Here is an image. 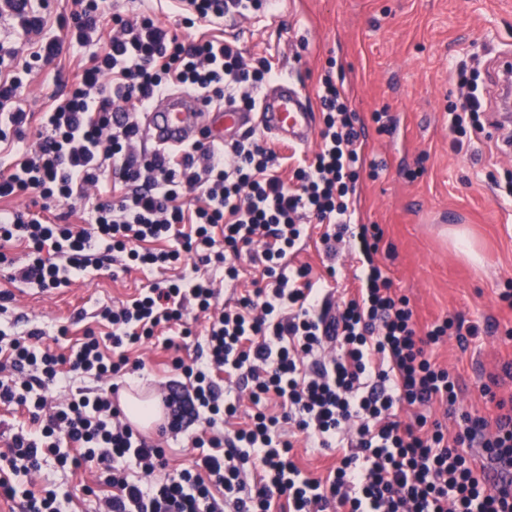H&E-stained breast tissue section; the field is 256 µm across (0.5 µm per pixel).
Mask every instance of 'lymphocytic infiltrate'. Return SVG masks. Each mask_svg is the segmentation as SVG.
Segmentation results:
<instances>
[{"label": "lymphocytic infiltrate", "instance_id": "obj_1", "mask_svg": "<svg viewBox=\"0 0 512 512\" xmlns=\"http://www.w3.org/2000/svg\"><path fill=\"white\" fill-rule=\"evenodd\" d=\"M4 2L25 45L0 48V199L42 201L37 212L0 211V240L28 250L11 280L50 292L116 253L150 269L194 258L223 268L228 281L238 279L246 255L262 272L231 306L183 277L100 308L110 356L91 330L65 353L40 346V330L13 338L0 331V356L13 369L0 376V404L20 407L31 422L0 453V496L22 512H63L57 492L36 485L51 456L64 468L104 473L112 492L99 512H224L229 502L235 512H271L281 498L288 512H512V408L491 422L459 412L457 379L432 357L445 337L463 345L477 327L446 318L419 331L408 298L376 259L378 225L355 222L363 142L342 78L329 71L319 84L320 147L292 183L275 171L277 153L251 134L145 153L139 116L158 98L191 90L206 103L250 111L274 78L269 61L248 65L236 42L188 39L152 10L125 14L110 0H74L67 17L50 16L47 0ZM67 44L90 48L88 61L42 112L36 147H20L29 115L19 93ZM107 179L112 188L88 227L49 218L51 202L84 199ZM195 192L202 204L187 207ZM312 222L325 227L327 257L348 235L362 263L353 293L335 308L310 266L288 264ZM171 239L179 248H165ZM190 308L208 317L204 341L192 362L173 361L187 381L169 387L170 422L138 434L114 400L129 373L125 350L180 325ZM72 373L95 387L49 405L47 391ZM237 373L257 411L227 436L217 425L240 404L219 378ZM433 405L456 416V433L425 415ZM404 406L416 409L414 421L400 419ZM196 424L200 458L193 468L169 469L167 434ZM289 426L317 447H348L326 480L302 477ZM249 467L257 475L251 487Z\"/></svg>", "mask_w": 512, "mask_h": 512}]
</instances>
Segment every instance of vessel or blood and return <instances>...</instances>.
<instances>
[{
	"label": "vessel or blood",
	"instance_id": "1",
	"mask_svg": "<svg viewBox=\"0 0 512 512\" xmlns=\"http://www.w3.org/2000/svg\"><path fill=\"white\" fill-rule=\"evenodd\" d=\"M203 117L208 118L207 133L216 142L256 127L283 143L299 147L309 144L314 135L315 114L307 95L293 80L286 79L264 92L253 112L228 104L211 113L201 96L187 92L164 96L144 114V144L153 150L189 146L196 140Z\"/></svg>",
	"mask_w": 512,
	"mask_h": 512
}]
</instances>
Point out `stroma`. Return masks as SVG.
Returning a JSON list of instances; mask_svg holds the SVG:
<instances>
[{"label":"stroma","instance_id":"1","mask_svg":"<svg viewBox=\"0 0 512 512\" xmlns=\"http://www.w3.org/2000/svg\"><path fill=\"white\" fill-rule=\"evenodd\" d=\"M189 34L237 41L246 58H266L279 77L292 79L311 98L327 69L343 74L350 108L365 126V160L378 165L376 177L362 176L358 184L360 223L379 225L378 257L397 293L409 298L419 327L447 317L478 327L467 346L451 336L435 350L437 362L458 378L460 410L490 418L498 401L511 403L512 378L504 367L512 364V309L498 295L512 283V197L504 190L512 178V153L500 151V134L490 126L479 139L455 147L448 108L463 101L453 75L460 63L477 73L483 98L498 101L497 64L502 52L512 51V0H277L272 12H253L217 28L201 22ZM88 56V50L67 47L59 62L34 69L20 106L33 114L47 110ZM377 112L388 114L390 132H379ZM321 233V226L310 225L290 263L310 265L337 301L354 290L361 263L341 246L337 275L327 277ZM459 234L476 259L456 249ZM184 272L211 278L222 303L251 288L258 276L246 261L234 284L189 265L127 269L116 262L45 293L10 281L0 267V293L9 296L0 329H42L43 344L63 352L94 327L98 307ZM185 320L192 346L174 352L149 343L130 351L131 360L144 364L134 383L159 390L180 379L172 360L194 356L205 326L191 312ZM485 384L490 394L482 393ZM39 481L66 498V512H96L98 497L109 492L95 470H64L51 458Z\"/></svg>","mask_w":512,"mask_h":512}]
</instances>
